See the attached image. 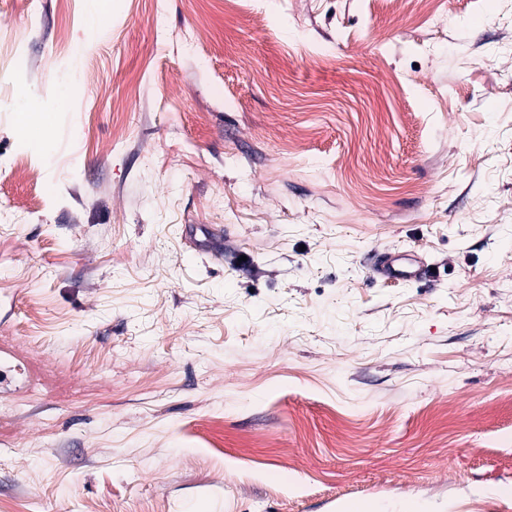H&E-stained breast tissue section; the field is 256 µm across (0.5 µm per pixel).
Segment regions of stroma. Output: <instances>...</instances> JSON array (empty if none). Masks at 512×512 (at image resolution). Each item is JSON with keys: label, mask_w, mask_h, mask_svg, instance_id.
<instances>
[{"label": "stroma", "mask_w": 512, "mask_h": 512, "mask_svg": "<svg viewBox=\"0 0 512 512\" xmlns=\"http://www.w3.org/2000/svg\"><path fill=\"white\" fill-rule=\"evenodd\" d=\"M109 3L0 0V512H512V0ZM25 52V38L19 34H10L3 38V49L0 54L1 69L15 70L23 64V54ZM405 259L401 255H388L375 268L376 275L385 279V281H396L412 279L417 275V270L409 266H404L401 261Z\"/></svg>", "instance_id": "1"}]
</instances>
